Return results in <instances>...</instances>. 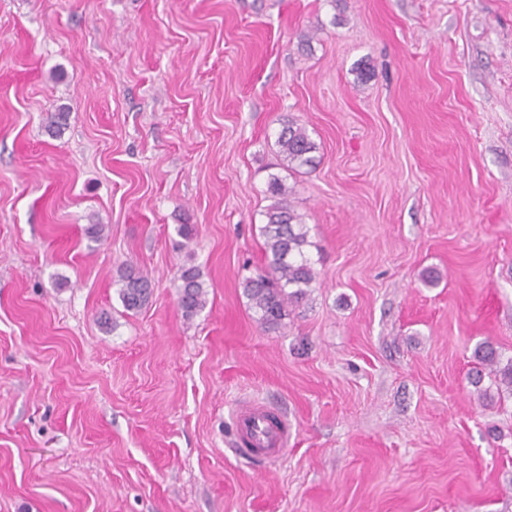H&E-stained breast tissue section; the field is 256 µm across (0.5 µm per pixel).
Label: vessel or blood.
Here are the masks:
<instances>
[{
    "mask_svg": "<svg viewBox=\"0 0 512 512\" xmlns=\"http://www.w3.org/2000/svg\"><path fill=\"white\" fill-rule=\"evenodd\" d=\"M233 426L235 452L242 457L257 455L276 461L291 443L287 419L260 403L238 406Z\"/></svg>",
    "mask_w": 512,
    "mask_h": 512,
    "instance_id": "1",
    "label": "vessel or blood"
}]
</instances>
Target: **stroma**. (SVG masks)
<instances>
[{
  "mask_svg": "<svg viewBox=\"0 0 512 512\" xmlns=\"http://www.w3.org/2000/svg\"><path fill=\"white\" fill-rule=\"evenodd\" d=\"M273 174L317 278L268 330ZM488 338L512 356V0H0V512H512ZM254 401L272 464L231 450ZM276 145L281 156L288 162L290 171L311 166L314 161L312 154L318 149L306 129L292 119L283 122ZM119 298L127 311H138L148 304L152 293V282L132 266L118 270ZM178 305L185 319L193 318L206 305L207 290L196 267H182L179 275ZM474 366L469 373V383L478 397L485 401L512 398V357L505 358L499 348L489 340L477 344L472 354ZM495 386L496 394L491 387H484L485 378ZM235 454L277 461L287 451L292 433L288 420L261 403L240 405L233 416Z\"/></svg>",
  "mask_w": 512,
  "mask_h": 512,
  "instance_id": "stroma-1",
  "label": "stroma"
}]
</instances>
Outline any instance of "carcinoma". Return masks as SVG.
Listing matches in <instances>:
<instances>
[{
	"label": "carcinoma",
	"instance_id": "carcinoma-1",
	"mask_svg": "<svg viewBox=\"0 0 512 512\" xmlns=\"http://www.w3.org/2000/svg\"><path fill=\"white\" fill-rule=\"evenodd\" d=\"M279 153L288 162V170L312 165L317 144L306 129L289 119L277 136ZM267 193L271 199L261 227L264 238L265 269L242 281L243 293L268 329H278L309 295L316 280L314 268L306 257L308 230L302 217L288 201L289 188L276 174L269 177ZM178 305L185 319L193 318L206 305L207 290L199 269L182 268L179 275ZM119 298L128 311H138L148 304L152 282L131 266L118 270ZM474 366L469 383L485 401L512 398V357H504L491 341L477 344L472 354ZM491 385L483 386L484 380ZM496 393H491V389Z\"/></svg>",
	"mask_w": 512,
	"mask_h": 512
}]
</instances>
